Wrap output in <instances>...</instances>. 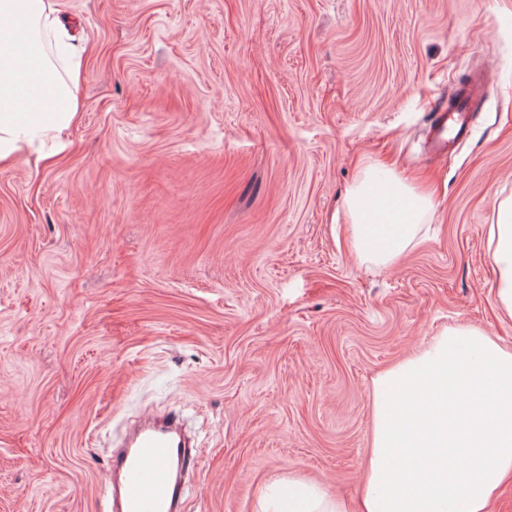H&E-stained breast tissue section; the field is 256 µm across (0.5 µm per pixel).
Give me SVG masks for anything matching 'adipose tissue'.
<instances>
[{"label":"adipose tissue","mask_w":512,"mask_h":512,"mask_svg":"<svg viewBox=\"0 0 512 512\" xmlns=\"http://www.w3.org/2000/svg\"><path fill=\"white\" fill-rule=\"evenodd\" d=\"M57 0H0V162L59 146L81 111L83 50ZM431 193L363 164L344 199L358 263L396 266L417 244ZM500 312L512 318V195L487 231ZM372 432L357 509L305 478L273 494V512H487L512 477V350L460 323L372 381Z\"/></svg>","instance_id":"ef3b65f1"}]
</instances>
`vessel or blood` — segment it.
Segmentation results:
<instances>
[{
  "instance_id": "obj_1",
  "label": "vessel or blood",
  "mask_w": 512,
  "mask_h": 512,
  "mask_svg": "<svg viewBox=\"0 0 512 512\" xmlns=\"http://www.w3.org/2000/svg\"><path fill=\"white\" fill-rule=\"evenodd\" d=\"M482 90L478 83L459 89L456 105L435 114V152L446 154L447 130L460 138L467 134L463 116ZM190 458V445L176 418L146 417L112 456L100 512H180L186 490L183 470Z\"/></svg>"
}]
</instances>
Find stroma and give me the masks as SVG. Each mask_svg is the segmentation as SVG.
<instances>
[{"mask_svg": "<svg viewBox=\"0 0 512 512\" xmlns=\"http://www.w3.org/2000/svg\"><path fill=\"white\" fill-rule=\"evenodd\" d=\"M59 5L82 110L50 158L0 163V512H99L146 411L196 436L184 512H256L291 473L354 497L378 371L461 322L512 349L484 232L512 194V0ZM365 158L434 199L391 269L341 217ZM483 91L484 89L478 81L473 86L462 87L456 93L458 96L456 105L449 108L448 112L434 115L435 140L432 148L439 155L446 154L448 150V139L444 136L447 129H457L454 139H460L468 133L462 117L472 106L474 95Z\"/></svg>", "mask_w": 512, "mask_h": 512, "instance_id": "obj_1", "label": "stroma"}]
</instances>
